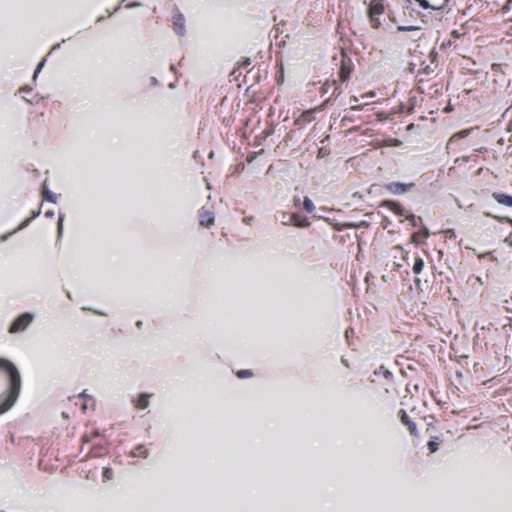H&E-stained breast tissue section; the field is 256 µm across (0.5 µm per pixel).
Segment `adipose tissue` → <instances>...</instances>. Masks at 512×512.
<instances>
[{"label": "adipose tissue", "mask_w": 512, "mask_h": 512, "mask_svg": "<svg viewBox=\"0 0 512 512\" xmlns=\"http://www.w3.org/2000/svg\"><path fill=\"white\" fill-rule=\"evenodd\" d=\"M145 11L144 0H108L103 8L90 0H82L76 8L59 5L58 0H0V53L14 52L21 44L26 47L24 64L14 71L9 84L0 86V100L21 98L27 106L37 99L60 98L54 75L65 60L71 72L88 71L82 90L101 111L136 115L141 110L140 100L130 83L116 80L111 58L98 56L90 61L83 50L103 37L120 42L158 85H167L168 53L143 54L137 34L128 24L129 19L143 17ZM26 106L11 114L13 149L0 154V167L8 171L6 197L0 200V269H10L19 246H26L28 252L43 255L50 267L49 277L29 290L26 298H51L59 330L75 327L86 336L125 335L129 309L102 298L96 277L102 274L116 282L128 280L138 271L142 257L125 237L93 252L78 250L75 225L103 219L124 223L126 212L118 208V201L154 195L162 184L169 188V197L159 201L157 208L139 213L138 219L162 222L172 234L181 227L197 225L207 205V192L184 175L188 149L173 152L167 143H159L150 179L140 178L134 171L116 177L112 162L129 152L131 125H124L116 135L97 119L83 122L77 132L63 139L35 141L28 135ZM89 157L94 158L114 203L104 216L83 208L84 184L73 174ZM28 211L34 214L33 222L15 226L18 213ZM191 246L209 261L211 287L226 280L234 282V290L224 294V306L238 310V317L222 323L214 314V297L183 305L173 289L162 295L141 296L138 302L143 313L171 314L175 335L212 336L221 331L235 341L231 353L223 346H213L212 364L207 368L196 361L190 349L179 344L169 348L186 379L204 385L210 370L223 373L224 442L233 447L244 444L255 451L256 465L225 472L232 512H253L249 488L258 484L262 472L268 476V486L282 489V512H299L301 504L319 495L329 480L336 485V512H353L359 501L390 498L399 478L381 462L387 440L370 433L348 414L368 377L358 367H342L339 348H332L312 385L271 397L272 413L258 414L261 422L269 416L276 418V447L264 445L259 433L248 431V416L239 407L241 395L254 390L253 383L242 378L254 356L271 364L297 359L311 337L330 335V327L317 315L327 293L326 281L298 282L287 272L271 275L272 265L261 253L245 252L236 265H225L224 227L220 224L197 233ZM304 302L312 304L315 313L308 320H296L294 310ZM452 488V512H500L502 505L512 504V478H490L478 448L473 449Z\"/></svg>", "instance_id": "ef3b65f1"}]
</instances>
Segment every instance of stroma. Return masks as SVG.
<instances>
[{
    "label": "stroma",
    "instance_id": "obj_1",
    "mask_svg": "<svg viewBox=\"0 0 512 512\" xmlns=\"http://www.w3.org/2000/svg\"><path fill=\"white\" fill-rule=\"evenodd\" d=\"M418 0H209V13L248 28L201 59L196 0H166L144 21L162 28L172 86L173 141L192 140L191 174L234 247L266 253L305 280L329 277L325 321L372 381L362 401L390 406L387 462L403 479L451 484L469 449L487 471L512 473V0H453L450 21L422 19ZM335 55H327V42ZM64 105L35 106L34 139L65 137L96 112L72 80ZM150 326L155 361L140 372L128 344L59 337L47 379L54 428L18 408L28 368L0 349V501L17 512H61L76 485L120 512L126 486L180 462V402L165 355L172 319ZM255 365L264 389L297 388L320 367ZM86 366L87 380L69 378ZM199 493L161 498L159 512H220L224 424L198 422Z\"/></svg>",
    "mask_w": 512,
    "mask_h": 512
}]
</instances>
